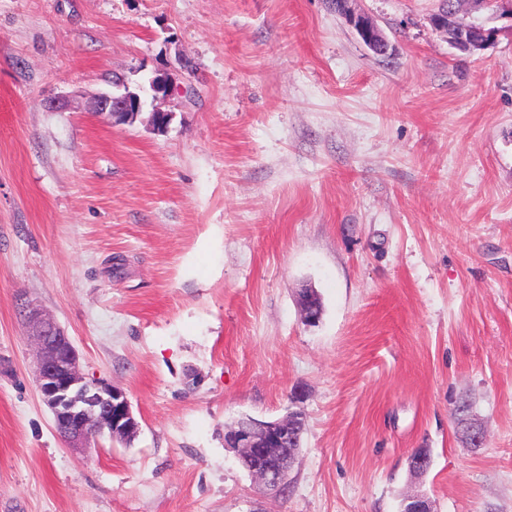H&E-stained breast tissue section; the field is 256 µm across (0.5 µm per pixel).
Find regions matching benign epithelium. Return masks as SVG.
<instances>
[{
  "instance_id": "1",
  "label": "benign epithelium",
  "mask_w": 512,
  "mask_h": 512,
  "mask_svg": "<svg viewBox=\"0 0 512 512\" xmlns=\"http://www.w3.org/2000/svg\"><path fill=\"white\" fill-rule=\"evenodd\" d=\"M349 21L365 45L379 54L378 27L362 15L351 14ZM142 106L140 96L128 90L100 92L92 111L114 123H125L134 120ZM313 303V290L304 289L301 307L303 320L309 325L317 322ZM30 336L36 349L35 376L41 401L51 411L55 429L69 447L85 448L102 434L123 441L139 434L140 422L127 393L103 380H86L70 337L53 318L34 314ZM295 420L294 416L275 422L246 419L226 432L225 447L264 458L265 463L253 468L251 476L267 494L280 495L287 488L289 468L278 445L292 436Z\"/></svg>"
}]
</instances>
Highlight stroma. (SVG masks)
<instances>
[{
  "label": "stroma",
  "instance_id": "1",
  "mask_svg": "<svg viewBox=\"0 0 512 512\" xmlns=\"http://www.w3.org/2000/svg\"><path fill=\"white\" fill-rule=\"evenodd\" d=\"M439 4L351 0L380 57L331 0H0V512H512V19L463 54ZM116 78L133 123L88 107ZM36 311L133 442L56 432ZM295 409L262 494L224 429ZM349 21L352 23L357 33L365 45L376 55L387 53L389 47L383 48V52L377 50L378 45V27L369 19L362 15L349 14Z\"/></svg>",
  "mask_w": 512,
  "mask_h": 512
}]
</instances>
